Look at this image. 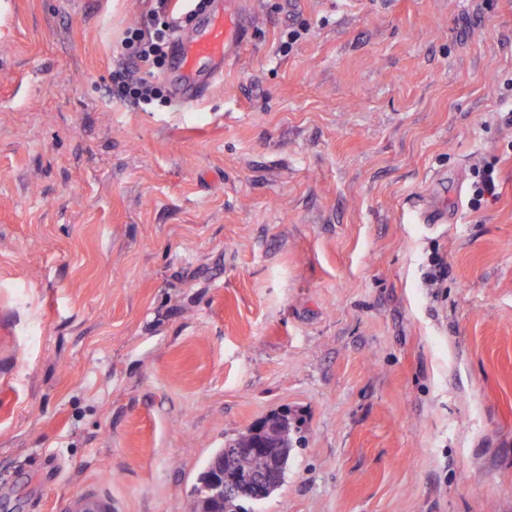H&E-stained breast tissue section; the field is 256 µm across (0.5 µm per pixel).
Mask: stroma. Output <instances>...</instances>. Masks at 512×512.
<instances>
[{
    "mask_svg": "<svg viewBox=\"0 0 512 512\" xmlns=\"http://www.w3.org/2000/svg\"><path fill=\"white\" fill-rule=\"evenodd\" d=\"M151 6L0 0V512H187L281 409L255 512H512V0H248L209 94L142 110ZM155 2L157 6L149 12L151 22L148 27L126 32L122 41L124 52L112 70V82L117 84L123 97L137 107L151 105L161 99L156 82L140 74L141 64L161 66L177 28L178 16L169 14L168 0ZM476 178L471 199L474 209H478L482 202L493 201L498 197V179L494 164L487 163L479 168ZM270 415L264 418L262 434H257L252 426L224 441V448H228V451L234 454L253 453V455L229 456L224 454V448H220L212 455L200 473L197 485L191 492L188 512H212L213 492L210 485V473L213 464L217 461H222L224 467L216 466L213 469L211 482L222 501L230 494L246 493L258 498L263 496L264 484L269 480L275 481L280 476L281 470L280 481L269 485L263 498L269 497L282 487L288 474L291 454L297 444L301 445L302 437L299 436L298 421L288 413V410L273 412ZM258 440L265 441L271 448H265L262 444L252 448ZM274 448H279L282 452L281 466L279 465V454ZM263 455L267 457L269 466ZM259 474L262 475L255 477ZM248 477L254 478L242 486L229 485L244 481ZM57 512H116L112 496L90 489L66 500Z\"/></svg>",
    "mask_w": 512,
    "mask_h": 512,
    "instance_id": "stroma-1",
    "label": "stroma"
}]
</instances>
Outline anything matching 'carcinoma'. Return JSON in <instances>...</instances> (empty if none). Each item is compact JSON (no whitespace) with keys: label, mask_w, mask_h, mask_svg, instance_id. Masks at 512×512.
<instances>
[{"label":"carcinoma","mask_w":512,"mask_h":512,"mask_svg":"<svg viewBox=\"0 0 512 512\" xmlns=\"http://www.w3.org/2000/svg\"><path fill=\"white\" fill-rule=\"evenodd\" d=\"M263 440L273 448L282 452L281 479L269 485L265 496H270L279 490L285 482L288 474V464L295 446L302 442L299 436L298 421L288 411H277L264 418L263 432L258 434L250 427L224 441V447L217 450L207 461L200 473L197 485L191 492L188 503V512H211L212 495L210 485V473L213 464L221 461L224 464V481L229 484L241 482L248 477H254L267 470V459L260 454L249 456H229L224 454L226 448H250L257 441Z\"/></svg>","instance_id":"cac0c4a2"}]
</instances>
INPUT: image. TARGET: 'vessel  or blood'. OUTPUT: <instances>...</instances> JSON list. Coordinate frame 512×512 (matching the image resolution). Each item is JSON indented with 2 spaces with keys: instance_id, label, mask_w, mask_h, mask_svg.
I'll use <instances>...</instances> for the list:
<instances>
[{
  "instance_id": "1",
  "label": "vessel or blood",
  "mask_w": 512,
  "mask_h": 512,
  "mask_svg": "<svg viewBox=\"0 0 512 512\" xmlns=\"http://www.w3.org/2000/svg\"><path fill=\"white\" fill-rule=\"evenodd\" d=\"M250 22L243 0H208L201 23L188 36L176 35L170 47L167 80L181 107L195 105L235 61ZM57 512H116L110 495L94 489L66 500Z\"/></svg>"
}]
</instances>
